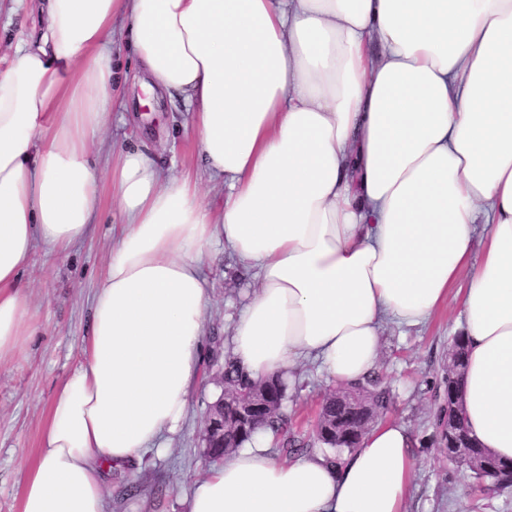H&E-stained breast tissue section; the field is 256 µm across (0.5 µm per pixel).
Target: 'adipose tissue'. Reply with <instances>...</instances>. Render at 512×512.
<instances>
[{"label": "adipose tissue", "instance_id": "1", "mask_svg": "<svg viewBox=\"0 0 512 512\" xmlns=\"http://www.w3.org/2000/svg\"><path fill=\"white\" fill-rule=\"evenodd\" d=\"M0 69V363L36 326L21 276L65 252L108 182L121 223L83 360L62 380L20 512H105L103 474L165 450L201 381L206 266L223 245L256 289L230 355L254 381L313 360L350 385L381 329L417 327L459 278L471 435L512 460V0H41ZM144 92L180 97L210 181L119 143L115 43ZM487 224L482 237L474 226ZM272 432L209 467L188 512H403L414 443L383 418L352 453L282 461Z\"/></svg>", "mask_w": 512, "mask_h": 512}]
</instances>
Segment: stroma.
Returning a JSON list of instances; mask_svg holds the SVG:
<instances>
[{
    "label": "stroma",
    "instance_id": "obj_1",
    "mask_svg": "<svg viewBox=\"0 0 512 512\" xmlns=\"http://www.w3.org/2000/svg\"><path fill=\"white\" fill-rule=\"evenodd\" d=\"M39 15L35 0L17 12H0V67L12 59L17 41L36 35ZM132 149H148L160 165L173 172L191 171L203 199L217 207L223 188L212 184L196 147L189 115L180 102L154 100L152 107L125 110L108 132ZM113 211L109 191H102L92 235L75 248L56 253L37 247L22 277L37 331L21 364H0V512H19L23 490L22 463L35 459L49 405L64 376L76 366L89 339L91 296L103 273L112 245ZM208 268L210 304L204 338L203 378L193 389L179 432L164 452L148 451L142 462L126 471L127 479L143 483L146 494L124 498L115 475L105 477L106 512H187V498L206 471L201 433L209 403L219 394L216 358L230 346V314L245 302L253 281L221 246L211 249ZM459 302L450 300L428 323L407 328L386 325L378 366L389 382L393 403L390 418L412 432L414 481L405 512H512V491H475L468 472L455 469L432 445L434 405L446 393L448 350L461 333ZM298 392L288 406L303 430H310L327 386L316 364L297 370Z\"/></svg>",
    "mask_w": 512,
    "mask_h": 512
}]
</instances>
